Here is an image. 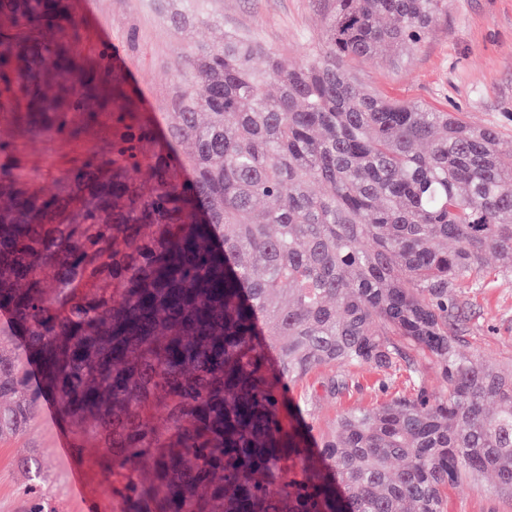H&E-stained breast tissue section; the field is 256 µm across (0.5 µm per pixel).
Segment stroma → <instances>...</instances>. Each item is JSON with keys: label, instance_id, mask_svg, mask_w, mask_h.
Here are the masks:
<instances>
[{"label": "stroma", "instance_id": "1", "mask_svg": "<svg viewBox=\"0 0 512 512\" xmlns=\"http://www.w3.org/2000/svg\"><path fill=\"white\" fill-rule=\"evenodd\" d=\"M90 11L74 16L77 49L87 61L105 60L108 75L100 86L111 96L113 84L126 90L128 103L108 112H73L76 130L62 139L34 134L12 113L0 112V140L11 142L8 161L52 190L62 170L86 155H108L118 112L149 121L167 135L178 92L177 70L188 46L222 41L225 29L254 36L289 63H301L321 47L327 0H92ZM355 77L381 95L421 101L463 113L475 126L498 131L503 148L512 147V0H449L448 11L432 24L403 66L382 56L353 67ZM490 274L463 289L459 326L462 351L501 368H512V272L490 259ZM332 369H320L292 385L290 402L314 438L328 434L337 417L358 407L372 408L408 391L407 372L390 374L370 367L353 372L355 385L332 393ZM42 465L40 483L55 512H85L70 491V461L86 466L88 486L102 512H117L106 449L85 441L70 457L56 450V426L33 413L17 434L0 439V512H28L27 473L19 461ZM484 477L448 492V512H512V498L496 494Z\"/></svg>", "mask_w": 512, "mask_h": 512}]
</instances>
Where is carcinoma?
<instances>
[{"instance_id": "carcinoma-1", "label": "carcinoma", "mask_w": 512, "mask_h": 512, "mask_svg": "<svg viewBox=\"0 0 512 512\" xmlns=\"http://www.w3.org/2000/svg\"><path fill=\"white\" fill-rule=\"evenodd\" d=\"M4 1L9 111L71 135L69 113L111 109L64 0ZM328 9L293 67L235 30L189 48L166 139L120 115L110 156L50 192L0 166V437L54 400L108 450L120 512H447L486 474L512 495V372L451 334L488 257L512 265V153L352 75L402 61L448 0ZM326 366L333 392L363 366L410 390L314 443L287 392Z\"/></svg>"}]
</instances>
